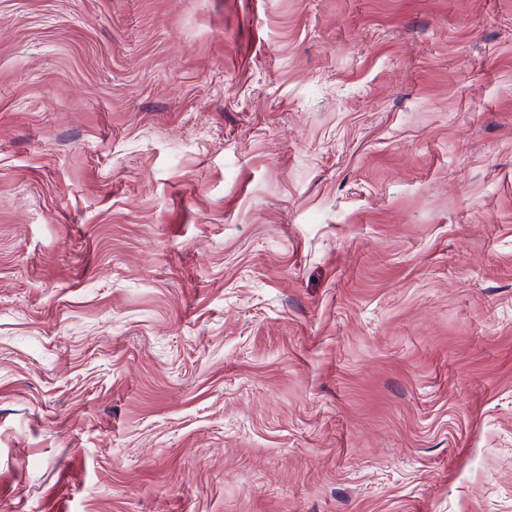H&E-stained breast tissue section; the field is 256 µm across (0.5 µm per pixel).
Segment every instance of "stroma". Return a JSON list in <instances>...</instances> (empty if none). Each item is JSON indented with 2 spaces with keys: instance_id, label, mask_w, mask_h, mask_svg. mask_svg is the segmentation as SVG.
<instances>
[{
  "instance_id": "stroma-1",
  "label": "stroma",
  "mask_w": 512,
  "mask_h": 512,
  "mask_svg": "<svg viewBox=\"0 0 512 512\" xmlns=\"http://www.w3.org/2000/svg\"><path fill=\"white\" fill-rule=\"evenodd\" d=\"M0 512H512V0H0Z\"/></svg>"
}]
</instances>
